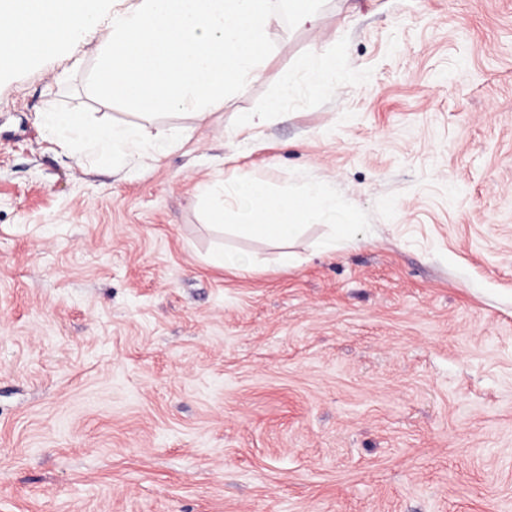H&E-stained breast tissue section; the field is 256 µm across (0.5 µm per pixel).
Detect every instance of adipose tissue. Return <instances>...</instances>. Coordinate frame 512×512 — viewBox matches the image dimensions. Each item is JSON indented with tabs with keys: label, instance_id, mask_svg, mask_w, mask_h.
<instances>
[{
	"label": "adipose tissue",
	"instance_id": "obj_1",
	"mask_svg": "<svg viewBox=\"0 0 512 512\" xmlns=\"http://www.w3.org/2000/svg\"><path fill=\"white\" fill-rule=\"evenodd\" d=\"M98 25L88 0H0V69L54 53L62 40ZM42 120L69 155L90 149L112 156L133 152L165 154L175 149L179 137L157 126L104 125L74 112H46ZM223 201L213 207V220L233 217L240 232L257 239L285 243L299 231L297 220L316 213L336 220V197L323 183H312L298 195L268 198L257 181L224 183Z\"/></svg>",
	"mask_w": 512,
	"mask_h": 512
}]
</instances>
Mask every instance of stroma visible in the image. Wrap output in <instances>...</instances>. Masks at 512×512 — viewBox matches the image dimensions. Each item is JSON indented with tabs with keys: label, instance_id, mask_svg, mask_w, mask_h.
I'll return each instance as SVG.
<instances>
[{
	"label": "stroma",
	"instance_id": "35a3bbf8",
	"mask_svg": "<svg viewBox=\"0 0 512 512\" xmlns=\"http://www.w3.org/2000/svg\"><path fill=\"white\" fill-rule=\"evenodd\" d=\"M133 2L0 69V512H512V0H317L175 150L74 162L42 113L144 121L85 88ZM250 177L350 223L281 267L200 196ZM298 68L313 88H319L326 83V74L330 67L322 55L312 51L299 60ZM211 261L214 265L238 273L250 272L253 268L252 260L248 256L224 249L215 252Z\"/></svg>",
	"mask_w": 512,
	"mask_h": 512
}]
</instances>
